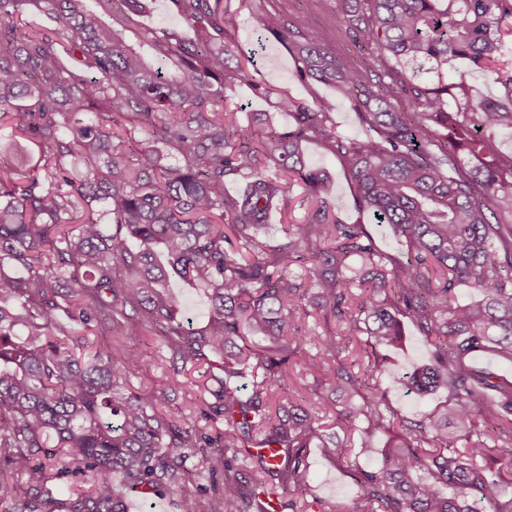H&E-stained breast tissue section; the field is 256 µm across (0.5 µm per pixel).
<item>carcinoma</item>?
Returning a JSON list of instances; mask_svg holds the SVG:
<instances>
[{
    "label": "carcinoma",
    "instance_id": "cac0c4a2",
    "mask_svg": "<svg viewBox=\"0 0 512 512\" xmlns=\"http://www.w3.org/2000/svg\"><path fill=\"white\" fill-rule=\"evenodd\" d=\"M169 3L183 28L131 39L144 0H0V512H127L133 493L218 474L221 512H309L313 446L352 471L356 512H512L492 493L512 485V382L473 365L512 362V223L486 214L512 215V152L492 138L512 132L500 64L512 0H337L349 37L374 49L362 68L300 17L255 15L296 48L298 79L355 104L364 140L336 131L334 98L280 99L294 117L284 131L225 121L224 90L246 74L229 66L224 0ZM471 71L498 95L474 94ZM393 86L411 111L392 105ZM310 139L348 163L402 258L328 207L301 150ZM236 177L243 191L226 194ZM290 180L316 208L270 247L259 232L290 205ZM177 280L207 297L203 327L181 316ZM462 285L479 299L460 302ZM312 304L344 333L303 331ZM404 318L430 360L390 387L442 390L445 413L401 416L379 390L378 347L400 343ZM92 328L135 346L160 338L177 374L206 366L205 399L187 411L224 429L163 410L167 386L133 388L139 360L83 353ZM352 339L358 372L339 357ZM323 383L352 399L334 420L359 441L326 432ZM374 457L380 467L359 465ZM68 477L89 487L56 498Z\"/></svg>",
    "mask_w": 512,
    "mask_h": 512
}]
</instances>
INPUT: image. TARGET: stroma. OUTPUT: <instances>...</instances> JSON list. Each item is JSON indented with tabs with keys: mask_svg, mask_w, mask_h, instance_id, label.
I'll return each instance as SVG.
<instances>
[{
	"mask_svg": "<svg viewBox=\"0 0 512 512\" xmlns=\"http://www.w3.org/2000/svg\"><path fill=\"white\" fill-rule=\"evenodd\" d=\"M276 9L288 17L303 18L312 29L324 32L329 51L355 64L363 63L366 52L355 44L340 24L336 0H224V29L227 42L238 49L239 57H253V77L263 81L271 90L270 96L254 95L248 81L236 82L227 90L224 99L225 110L237 113L242 121H250L253 115H266L270 125L277 130L290 127V114L278 111L277 101L285 96L307 104L334 95L333 87L315 81L302 82L296 79L298 61L292 49L283 45L276 37L258 35L253 27V15L260 9ZM304 158L309 167L325 170L331 182L326 197L340 219L347 224L365 225L377 247L392 257L401 256L405 244L384 224L374 223L369 214L359 209L354 186L349 178L346 164L336 155L327 152L319 143L309 141L302 146ZM404 338L396 347L386 349V374H408L416 367L428 363L430 347L423 336L411 323H404ZM146 378L160 385L179 387L185 380L203 383L202 372L189 376L173 375L165 359L166 348L159 341H150L138 348ZM387 398L400 414L421 418L428 412L443 408L447 393L437 391L419 395L406 390L391 389ZM309 484L314 499L333 502L351 512L358 495L349 471L325 459L319 449L308 451Z\"/></svg>",
	"mask_w": 512,
	"mask_h": 512,
	"instance_id": "35a3bbf8",
	"label": "stroma"
}]
</instances>
